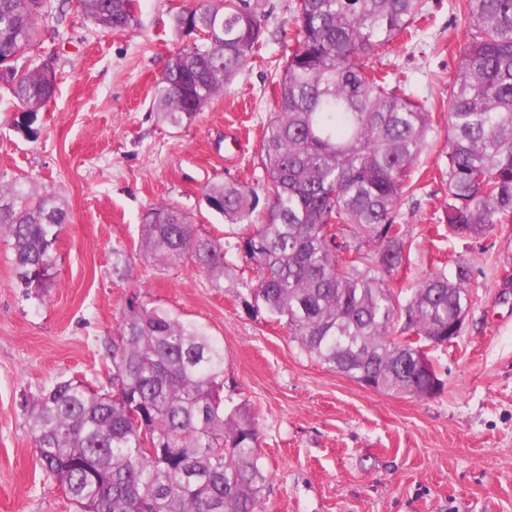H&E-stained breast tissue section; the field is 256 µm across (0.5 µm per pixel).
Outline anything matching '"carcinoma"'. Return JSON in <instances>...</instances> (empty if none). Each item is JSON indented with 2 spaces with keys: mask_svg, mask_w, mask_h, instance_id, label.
Here are the masks:
<instances>
[{
  "mask_svg": "<svg viewBox=\"0 0 512 512\" xmlns=\"http://www.w3.org/2000/svg\"><path fill=\"white\" fill-rule=\"evenodd\" d=\"M50 0H0V87L17 101L15 128L39 135L54 67L13 62L36 40ZM139 0H77L95 26L131 31ZM465 47L448 85L444 201L448 233L489 235L512 223V0H461ZM424 17L423 0H296L297 44L278 77L257 189L212 184L207 207L246 225L235 249L250 276L243 303L284 323L310 357L379 393L430 397L444 383L427 347L448 344L474 303L470 259L430 274L400 304L393 279L407 261L401 198L427 146L429 112L406 81L361 58ZM260 0H222L172 18L199 38L171 55L154 90L161 119L182 128L245 69L265 41ZM68 221L52 190L0 188V233L27 296L53 279ZM159 265L190 261L217 288L224 242L189 217L152 208L138 243ZM108 386L70 378L33 399L29 430L45 474L76 512H263L267 475L258 425L224 398V346L132 294L107 347Z\"/></svg>",
  "mask_w": 512,
  "mask_h": 512,
  "instance_id": "1",
  "label": "carcinoma"
}]
</instances>
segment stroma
Here are the masks:
<instances>
[{
  "instance_id": "1",
  "label": "stroma",
  "mask_w": 512,
  "mask_h": 512,
  "mask_svg": "<svg viewBox=\"0 0 512 512\" xmlns=\"http://www.w3.org/2000/svg\"><path fill=\"white\" fill-rule=\"evenodd\" d=\"M211 2L141 0L130 32L102 30L73 11L42 24L31 56L52 62L58 85L38 139L17 132V105L0 88V186L51 188L68 212L41 299L16 287L0 236V512H74L43 473L25 403L62 379L105 383L106 344L134 293L223 343L224 394L258 422L264 512H512V224L483 238L449 235L439 178L464 16L454 0H425L416 35L369 56L408 79L433 114L413 168L417 190L399 206L402 299L454 260L474 262L478 299L461 336L430 348L444 388L423 398L361 387L244 306L235 229L208 210L203 192L264 175L260 145L294 42L295 2L264 0L263 46L190 125L174 129L153 105L169 57L186 42L171 19ZM159 205L223 239V287L193 263L159 266L139 255L144 217ZM118 250L130 259L124 277L113 270Z\"/></svg>"
}]
</instances>
